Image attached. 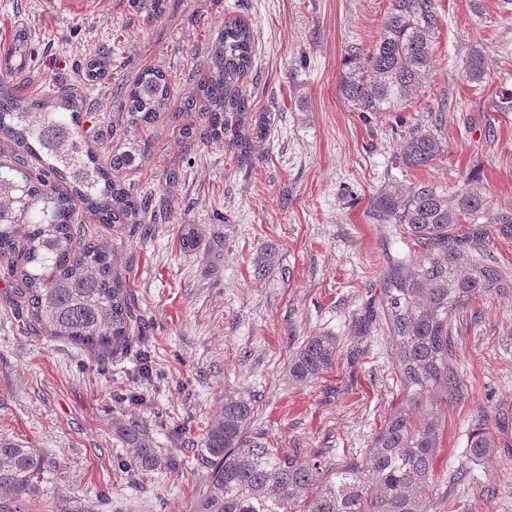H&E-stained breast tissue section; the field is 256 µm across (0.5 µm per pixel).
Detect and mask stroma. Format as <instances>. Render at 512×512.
<instances>
[{
	"label": "stroma",
	"instance_id": "1",
	"mask_svg": "<svg viewBox=\"0 0 512 512\" xmlns=\"http://www.w3.org/2000/svg\"><path fill=\"white\" fill-rule=\"evenodd\" d=\"M391 0H0V43L27 30L28 92L76 87L83 125L100 146L126 135L118 84L142 69L171 80L170 111L144 135L152 161L120 178L147 197L151 221L90 225L112 247L139 316L157 377L144 386L140 355L103 360L29 325L0 274V435L51 457L53 468L28 512H195L207 480L198 444L225 398L256 401L249 427L280 453L319 451L329 464L364 457L396 399L394 364L381 332L355 320L380 294L388 257L403 240L373 223L372 198L387 185L432 183L454 196L480 190L488 211L468 232L512 272V0H437L434 68L406 109L364 119L340 91L349 42L371 44ZM249 21L256 56L246 79L253 112H269V138L251 166L222 145L185 144L173 119L194 87L224 18ZM480 50L486 75L464 63ZM112 55L110 76L89 82L86 62ZM450 109L437 113L441 98ZM431 130L447 154L426 169L403 168V135ZM176 169L175 187L165 183ZM198 232L179 243L183 225ZM465 395L444 409L443 451L431 490L438 512H512V296H492L453 317ZM340 341L333 369L315 382L288 380L306 337ZM500 427V446L473 461L467 433L480 415ZM177 453L176 470L117 468L127 417ZM467 468V480L453 475Z\"/></svg>",
	"mask_w": 512,
	"mask_h": 512
}]
</instances>
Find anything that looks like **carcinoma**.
I'll list each match as a JSON object with an SVG mask.
<instances>
[{"label":"carcinoma","mask_w":512,"mask_h":512,"mask_svg":"<svg viewBox=\"0 0 512 512\" xmlns=\"http://www.w3.org/2000/svg\"><path fill=\"white\" fill-rule=\"evenodd\" d=\"M437 25L435 0H392L376 41L346 48L342 97L366 118L403 109L434 65ZM254 43L247 22L225 20L207 48L204 74L180 109L200 113L206 139L224 145L241 167L251 164L269 132V118L254 117L244 86ZM28 54L19 30L6 53L12 65L0 74V134L22 149L12 162L0 163V267L28 322L99 356L115 355L138 340L137 317L111 249L88 239L84 222L147 223L146 203L117 173L150 163L151 146L140 130L168 110L171 83L161 70L143 69L123 94L125 150L98 151L84 133L77 90L25 94ZM465 71L471 82L482 81L480 51L469 54ZM397 153L404 167L427 168L444 158L445 148L420 128L402 137ZM486 209V198L473 190L451 203L431 183L379 191L372 218L406 240L408 251L389 261L378 303L360 322L365 333L378 327L387 334L399 388L372 448L337 468L314 455L281 454L248 435L254 400L226 398L202 436L200 456L209 476L196 512H437L426 490L435 482L434 460L442 448L440 405L465 392L455 369L452 316L480 298L512 294V274L481 242L460 236L462 224L477 223ZM338 349L332 335L307 337L288 362L289 379L305 384L323 377ZM121 433V466H181L139 419L123 421ZM498 447L497 429L477 420L468 434L469 456L484 459ZM46 468L37 449L0 438V512H26L22 504Z\"/></svg>","instance_id":"1"}]
</instances>
